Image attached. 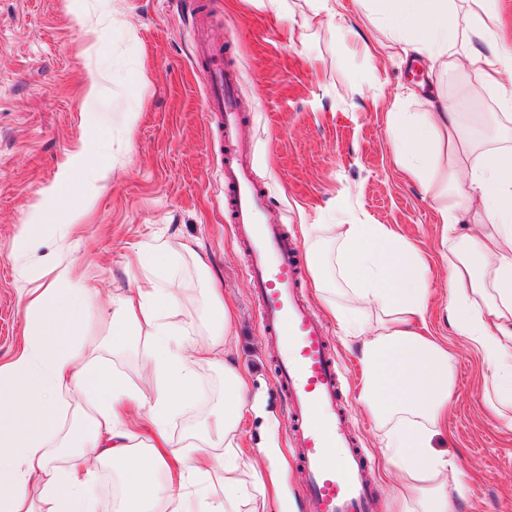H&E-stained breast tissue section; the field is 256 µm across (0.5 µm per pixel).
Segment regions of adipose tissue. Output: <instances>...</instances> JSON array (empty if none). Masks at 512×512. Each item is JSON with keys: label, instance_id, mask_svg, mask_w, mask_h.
<instances>
[{"label": "adipose tissue", "instance_id": "ef3b65f1", "mask_svg": "<svg viewBox=\"0 0 512 512\" xmlns=\"http://www.w3.org/2000/svg\"><path fill=\"white\" fill-rule=\"evenodd\" d=\"M371 2L392 38L426 57L433 72L480 76L512 122V44L495 35L500 0ZM397 162L435 202L448 265L445 310L487 366L488 406L512 427V148H481L473 121L452 98L426 112L391 109ZM33 209L13 244L26 319L24 345L0 366V512H98L97 473L84 460H111L120 476L117 512H267L269 486L243 454L241 422L253 405L233 357V313L216 289L206 341L180 319L172 279L160 269L174 251L157 245L132 259L134 288L112 298V353L143 340L142 385L88 352L87 314L96 300L69 264L28 263L44 229ZM481 218L478 234L458 227ZM308 268L333 316L359 344L358 399L382 433L387 461L402 475L404 512H457L466 487L457 465L433 441L454 392L453 355L427 331L430 265L423 252L384 224H310ZM224 376V398L201 429L174 437V418L204 404L198 370ZM84 404L66 419V397Z\"/></svg>", "mask_w": 512, "mask_h": 512}]
</instances>
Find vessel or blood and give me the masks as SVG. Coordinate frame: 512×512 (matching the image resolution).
Wrapping results in <instances>:
<instances>
[{"instance_id":"1","label":"vessel or blood","mask_w":512,"mask_h":512,"mask_svg":"<svg viewBox=\"0 0 512 512\" xmlns=\"http://www.w3.org/2000/svg\"><path fill=\"white\" fill-rule=\"evenodd\" d=\"M196 57L207 76L203 108L224 143V209L244 246L263 331L276 347L289 437L307 475L303 512H379L364 478L366 458L339 406V368L325 325L302 296L301 244L274 217L267 189L252 168L254 147L236 108L235 72L225 64L220 44L199 41Z\"/></svg>"}]
</instances>
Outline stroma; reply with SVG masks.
I'll list each match as a JSON object with an SVG mask.
<instances>
[{
    "label": "stroma",
    "instance_id": "stroma-1",
    "mask_svg": "<svg viewBox=\"0 0 512 512\" xmlns=\"http://www.w3.org/2000/svg\"><path fill=\"white\" fill-rule=\"evenodd\" d=\"M272 13L262 0H214L207 36L231 44L238 101L254 142V171L289 233L307 224H385L430 258L431 332L455 355V388L437 450L458 463L469 491L458 512H512V428L483 399L486 367L445 317L448 270L434 203L400 169L387 134L391 106L428 111L437 95L484 122L478 137L501 145L494 94L470 96L474 73L429 76L426 58L389 49L373 66L370 48L385 42L366 12L339 43L327 27L305 24L304 0ZM97 24L89 42L76 15ZM196 33L184 0H0V365L23 343L13 242L31 209L50 207L62 168L78 153L94 170L75 169L91 205L69 233L47 227L29 260L69 263L98 290L90 311L94 352L108 355L112 297L133 275L138 246L166 244L182 319L205 334L202 290L216 279L235 307L238 362L254 408L240 427L243 448L262 449L259 466L275 472L268 512H298L304 474L287 437V403L277 388L275 346L266 336L244 273L246 256L223 207L219 135L202 110L204 73L193 54ZM101 84L88 98L93 78ZM205 268H198L195 257ZM328 339L341 370V408L367 459L366 477L382 512H398L396 470L386 468L381 433L358 401L355 346L335 320Z\"/></svg>",
    "mask_w": 512,
    "mask_h": 512
}]
</instances>
